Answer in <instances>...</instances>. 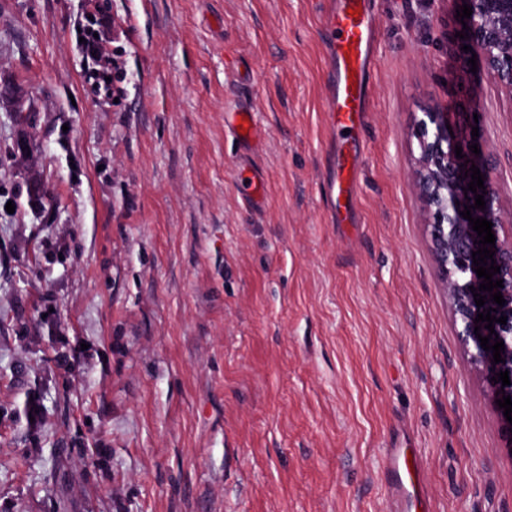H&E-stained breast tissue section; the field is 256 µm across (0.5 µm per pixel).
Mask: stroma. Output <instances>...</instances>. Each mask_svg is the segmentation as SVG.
Here are the masks:
<instances>
[{
  "label": "stroma",
  "instance_id": "1",
  "mask_svg": "<svg viewBox=\"0 0 512 512\" xmlns=\"http://www.w3.org/2000/svg\"><path fill=\"white\" fill-rule=\"evenodd\" d=\"M328 2L0 0V512H390L393 448L416 449L430 512H512L416 136L468 98L512 219V97L459 71L458 0H371L337 223ZM94 33H96L95 29H89L84 38V54L87 60L92 61L95 66L104 68V66L109 64L110 61L107 56V51L104 46L103 39L99 35L98 38H95ZM92 53H95V56H92ZM356 168L357 157L355 153H351L340 161L336 176L327 185L330 209L336 210V221L340 224H350L347 221H351Z\"/></svg>",
  "mask_w": 512,
  "mask_h": 512
}]
</instances>
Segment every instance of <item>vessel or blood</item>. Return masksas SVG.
Segmentation results:
<instances>
[{"label": "vessel or blood", "mask_w": 512, "mask_h": 512, "mask_svg": "<svg viewBox=\"0 0 512 512\" xmlns=\"http://www.w3.org/2000/svg\"><path fill=\"white\" fill-rule=\"evenodd\" d=\"M332 31L329 47L331 77L326 98L327 119L331 131L359 132L367 115V99L373 61L371 48L378 28L369 10L368 0H333L327 17ZM356 155L338 165L336 176L327 185L331 209L337 223L351 219L356 184ZM386 482L406 502L403 512H427L426 479L417 460L395 450L384 462Z\"/></svg>", "instance_id": "1"}]
</instances>
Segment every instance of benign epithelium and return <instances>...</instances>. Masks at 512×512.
<instances>
[{
    "label": "benign epithelium",
    "mask_w": 512,
    "mask_h": 512,
    "mask_svg": "<svg viewBox=\"0 0 512 512\" xmlns=\"http://www.w3.org/2000/svg\"><path fill=\"white\" fill-rule=\"evenodd\" d=\"M471 7L472 15L464 19L468 36L462 44L471 47L460 52L459 64L466 68L468 60L474 57L488 74L512 97V0H460ZM427 120L422 122L419 140L420 170L418 189L431 214V248L436 263L444 276L445 287L451 301L456 323L460 324V336L470 353L472 364L484 383L491 401L504 395L512 396V385L502 386V382H493L491 378L500 371H509L512 380V225L504 224L500 200L496 187L490 177L483 155L472 153L469 146L478 143L472 139L471 132L460 126L448 130V113L428 112ZM433 129H428V126ZM462 147V157H456L455 146ZM476 166L484 175V186L477 192L464 191L472 181L471 166ZM484 195L485 209L471 210L472 217L485 218L493 223L492 233L496 237L493 247L494 260L500 266V272L492 280L503 281L500 289L504 306L492 301L490 292L482 291L485 297L482 307L476 306L471 289H479L483 279L476 274L472 253L481 247L480 237L472 229L469 220L460 215L464 207L475 204V195ZM496 309L493 316L507 317L504 324H494L498 339L504 342L501 351L503 361L496 364L493 352L481 347L478 336L486 337L490 331L485 328L487 322L475 323L480 313L489 308ZM479 333H474L475 326Z\"/></svg>",
    "instance_id": "1"
}]
</instances>
